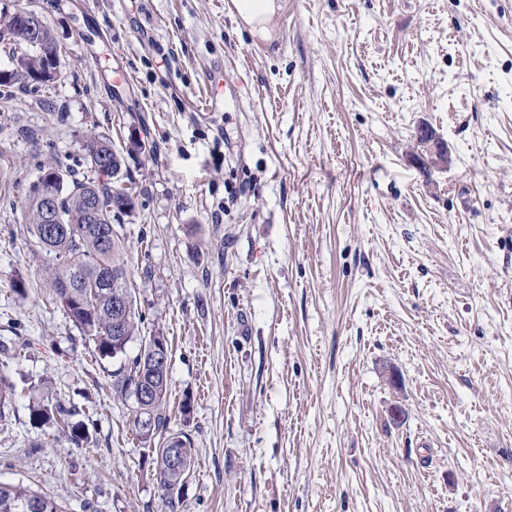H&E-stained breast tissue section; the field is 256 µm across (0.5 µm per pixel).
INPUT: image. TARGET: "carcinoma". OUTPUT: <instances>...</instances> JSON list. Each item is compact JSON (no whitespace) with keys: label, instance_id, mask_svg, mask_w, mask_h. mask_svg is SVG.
I'll list each match as a JSON object with an SVG mask.
<instances>
[{"label":"carcinoma","instance_id":"cac0c4a2","mask_svg":"<svg viewBox=\"0 0 512 512\" xmlns=\"http://www.w3.org/2000/svg\"><path fill=\"white\" fill-rule=\"evenodd\" d=\"M0 49L12 58L18 56L27 68L39 70L44 67L43 57L31 43L28 28L22 23L0 22ZM82 174L71 167L60 164L42 167V172L52 174L62 171L59 183L57 216L59 231L48 235L42 224V213L38 202L39 185L32 183L24 198V209L28 219V232L44 256L43 283L55 305L80 331L84 339L94 345L99 358H120L123 364L112 371V391L121 397L137 395L141 388L152 385L155 394L146 407L139 404L131 410V430L137 439L150 445L158 440L154 449L153 480L167 494L166 503L176 507L174 493L184 484L185 473L174 470L169 464V449H184L187 467L194 464V448L190 437L169 430V420L163 408L169 393L168 374H150L147 371V354L162 333L141 341L137 352H128V344L140 336L145 316L139 312L130 274L125 259L123 235L116 228L122 216L134 207L133 197L138 188L132 178L118 179L121 171V156L114 150L112 141L91 130L82 132ZM118 161L116 166L98 164L100 154ZM121 280V287L129 297L123 336L112 335V281ZM73 285L71 294H66L63 285ZM16 385L7 376L0 374V422L6 420V410L13 405ZM35 420L63 423L69 430L70 440L81 445L88 439L86 423L70 422L77 409L59 401L43 398L31 407ZM32 500L39 505L38 512H63L57 501L46 493L27 486L0 483V512H24L23 502Z\"/></svg>","mask_w":512,"mask_h":512}]
</instances>
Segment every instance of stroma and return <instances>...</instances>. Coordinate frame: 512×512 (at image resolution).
Masks as SVG:
<instances>
[{
    "label": "stroma",
    "instance_id": "stroma-1",
    "mask_svg": "<svg viewBox=\"0 0 512 512\" xmlns=\"http://www.w3.org/2000/svg\"><path fill=\"white\" fill-rule=\"evenodd\" d=\"M276 2L263 38L224 0H0L43 15L61 70L51 107L0 112V482L168 512L24 219L92 127L140 190L141 334L168 338L195 448L177 512H512V0ZM44 397L87 444L32 420ZM31 413L33 418L39 422H62L69 430L70 440L78 446L88 439L89 427L86 423L70 422V419L78 414L77 409L70 404L66 405L57 400L53 402L49 398H43L33 403Z\"/></svg>",
    "mask_w": 512,
    "mask_h": 512
}]
</instances>
